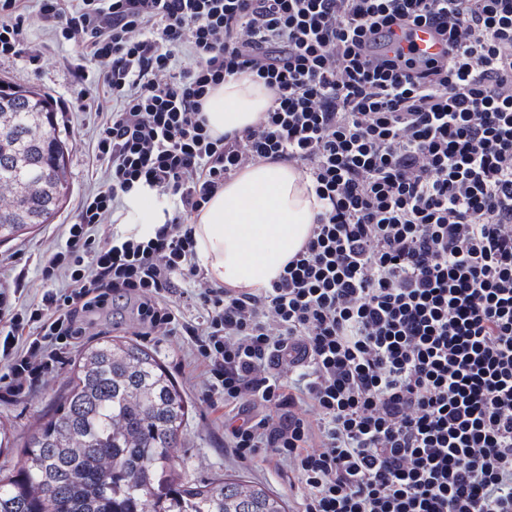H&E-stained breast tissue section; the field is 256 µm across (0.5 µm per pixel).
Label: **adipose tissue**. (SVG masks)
Wrapping results in <instances>:
<instances>
[{"instance_id":"ef3b65f1","label":"adipose tissue","mask_w":512,"mask_h":512,"mask_svg":"<svg viewBox=\"0 0 512 512\" xmlns=\"http://www.w3.org/2000/svg\"><path fill=\"white\" fill-rule=\"evenodd\" d=\"M270 103L264 85L242 74L203 107L213 135L253 125ZM294 166L260 162L226 182L192 222L199 265L213 282L264 288L301 248L318 210Z\"/></svg>"}]
</instances>
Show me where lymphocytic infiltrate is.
Masks as SVG:
<instances>
[{
  "label": "lymphocytic infiltrate",
  "instance_id": "obj_1",
  "mask_svg": "<svg viewBox=\"0 0 512 512\" xmlns=\"http://www.w3.org/2000/svg\"><path fill=\"white\" fill-rule=\"evenodd\" d=\"M33 18L72 50L104 175L39 294L0 283V390L128 311L188 347L225 447L288 471L302 512H512V0H0V59L42 55ZM421 25L442 56L392 50ZM243 73L270 105L213 136L204 102ZM261 161L321 208L268 287L226 288L187 219ZM145 189L163 224L103 232Z\"/></svg>",
  "mask_w": 512,
  "mask_h": 512
}]
</instances>
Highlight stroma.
<instances>
[{
	"label": "stroma",
	"instance_id": "stroma-1",
	"mask_svg": "<svg viewBox=\"0 0 512 512\" xmlns=\"http://www.w3.org/2000/svg\"><path fill=\"white\" fill-rule=\"evenodd\" d=\"M29 42L46 45L40 60L0 61V83L32 87L48 95L57 106L56 121L70 148L68 176L71 184L69 200L53 223L34 229L24 238L0 245V276L20 278L27 286L37 282V267L45 250L59 242L65 224L71 223L83 196L95 185L97 170L92 164L90 139L98 121L93 112H66L62 106L73 89L68 68L69 46L48 45V37L39 23H31L26 31ZM144 345L154 350L161 363L174 378L188 400L189 417L179 447L180 461L188 478L209 480L216 477H241L265 486L286 502L287 512H299L300 492L289 487L287 475L264 469L262 466L237 460L224 450L223 409H212L204 403L183 368V354L173 341L147 337ZM69 376L61 370L30 398L14 399L0 392V421L7 424L16 444L15 449L0 453V471L17 469L21 455L18 451L38 421L52 407Z\"/></svg>",
	"mask_w": 512,
	"mask_h": 512
}]
</instances>
